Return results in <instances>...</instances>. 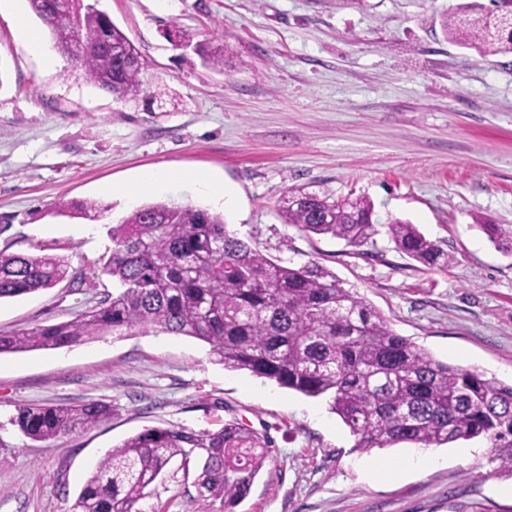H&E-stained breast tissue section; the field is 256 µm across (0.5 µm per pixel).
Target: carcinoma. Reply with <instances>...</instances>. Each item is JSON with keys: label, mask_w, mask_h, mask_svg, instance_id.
Returning a JSON list of instances; mask_svg holds the SVG:
<instances>
[{"label": "carcinoma", "mask_w": 512, "mask_h": 512, "mask_svg": "<svg viewBox=\"0 0 512 512\" xmlns=\"http://www.w3.org/2000/svg\"><path fill=\"white\" fill-rule=\"evenodd\" d=\"M458 5L443 21L450 40L480 55L512 53V0ZM53 46L72 57L88 80L121 98L148 93L143 68L111 53L140 52L100 10L72 0H29ZM194 53L224 71V48L198 42ZM282 211L303 231L361 247L376 234L373 203L291 190ZM497 247L512 253V229L483 224ZM395 248L424 266L446 269L456 258L416 225L392 218ZM112 251L100 258L116 293L80 317L0 334V354L69 347L109 333L153 327L198 339L229 370L309 398H322L361 450L411 443L438 448L482 438L490 462L512 477V384L449 365L397 334L363 298L317 262L278 263L237 238L224 215L192 205L146 203L112 225ZM68 259L0 251V300L51 288L66 278ZM112 414L109 405L36 406L18 410L11 424L32 441L91 428ZM200 460L196 486L205 512L220 504L234 512L268 462L265 436L238 423L217 431L148 428L107 452L82 486L73 512H139L137 504L171 462Z\"/></svg>", "instance_id": "carcinoma-1"}]
</instances>
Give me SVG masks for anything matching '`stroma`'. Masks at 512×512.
<instances>
[{
  "label": "stroma",
  "mask_w": 512,
  "mask_h": 512,
  "mask_svg": "<svg viewBox=\"0 0 512 512\" xmlns=\"http://www.w3.org/2000/svg\"><path fill=\"white\" fill-rule=\"evenodd\" d=\"M461 0H98L138 47L151 93L117 98L59 55L46 68L19 26L50 36L28 0L0 13V250L64 254L55 287L0 301V333L74 319L113 292L99 259L109 229L150 202L201 206L284 265L316 261L435 358L512 382V254L482 223L512 225V53L448 40ZM224 36L223 71L170 42ZM181 177L137 187L144 170ZM204 173L229 197L196 191ZM366 197L364 246L285 223L288 189ZM93 202L90 221L70 211ZM410 221L456 258L445 270L398 252L385 223ZM111 405L110 418L46 442L11 423L24 406ZM239 421L270 460L236 512H504L486 440L432 449L399 471L409 443L361 451L325 401L224 369L208 344L147 328L70 347L0 355V512H72L103 455L152 427L216 431ZM392 477L378 483L371 471ZM193 476L173 463L141 512H199Z\"/></svg>",
  "instance_id": "stroma-1"
}]
</instances>
